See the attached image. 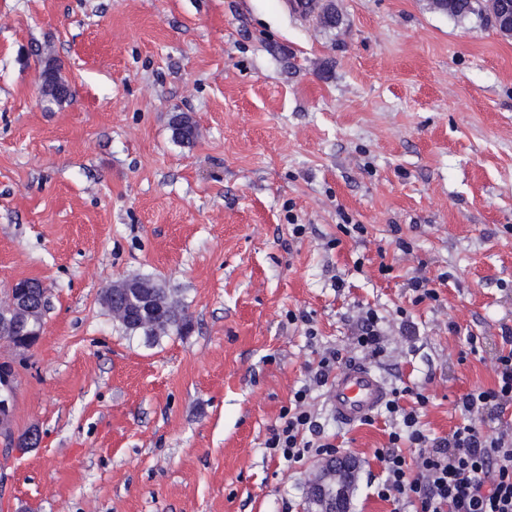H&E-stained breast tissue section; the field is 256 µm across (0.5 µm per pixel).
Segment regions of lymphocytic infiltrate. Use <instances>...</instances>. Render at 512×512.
Returning a JSON list of instances; mask_svg holds the SVG:
<instances>
[{
	"instance_id": "1",
	"label": "lymphocytic infiltrate",
	"mask_w": 512,
	"mask_h": 512,
	"mask_svg": "<svg viewBox=\"0 0 512 512\" xmlns=\"http://www.w3.org/2000/svg\"><path fill=\"white\" fill-rule=\"evenodd\" d=\"M509 350L496 359L494 387L476 389L456 402L463 422L447 438L429 437L419 407L427 396L410 387H395L380 411L390 426L387 446L377 449L386 473L377 495L395 503L396 512H512V433H484L476 417L484 410L512 403V328L503 327ZM343 356L338 350L324 353L312 372V386L325 385ZM312 386L298 389L281 414L280 426L266 441L271 454L288 463L305 456L336 453L333 443L319 440L320 426L310 410ZM412 399L405 407L404 399ZM418 449L407 459L404 447Z\"/></svg>"
}]
</instances>
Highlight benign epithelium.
Here are the masks:
<instances>
[{
  "label": "benign epithelium",
  "instance_id": "benign-epithelium-1",
  "mask_svg": "<svg viewBox=\"0 0 512 512\" xmlns=\"http://www.w3.org/2000/svg\"><path fill=\"white\" fill-rule=\"evenodd\" d=\"M484 11L497 30L512 36V10L505 0H484ZM140 284L126 279L109 287L106 297L112 300V316L118 321L133 320L137 327L150 326L161 319L163 307L147 291H137ZM47 289L36 279H18L11 283L0 299V336L18 351L32 348L44 331L40 308L31 299L44 296ZM14 403V368L0 362V420L9 416ZM6 437L5 447L31 449L39 444L38 434L31 431L21 439L0 430ZM357 465L349 455L319 462L308 482V494L319 506V512H348L350 494Z\"/></svg>",
  "mask_w": 512,
  "mask_h": 512
}]
</instances>
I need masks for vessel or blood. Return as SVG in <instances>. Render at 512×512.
<instances>
[{
	"instance_id": "1",
	"label": "vessel or blood",
	"mask_w": 512,
	"mask_h": 512,
	"mask_svg": "<svg viewBox=\"0 0 512 512\" xmlns=\"http://www.w3.org/2000/svg\"><path fill=\"white\" fill-rule=\"evenodd\" d=\"M389 389L366 366L349 364L339 370L329 388V404L337 419L353 424L373 415L386 402Z\"/></svg>"
}]
</instances>
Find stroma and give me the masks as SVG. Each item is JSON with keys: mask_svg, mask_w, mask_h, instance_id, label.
<instances>
[{"mask_svg": "<svg viewBox=\"0 0 512 512\" xmlns=\"http://www.w3.org/2000/svg\"><path fill=\"white\" fill-rule=\"evenodd\" d=\"M318 8L0 0V293L47 288L40 342L0 341L9 427L42 437L0 449V512H310L318 455L290 465L265 442L329 349L423 390L437 438L462 395L494 386L512 327V38L431 0ZM48 63L66 102L41 99ZM180 112L193 144L173 138ZM420 272L450 273L439 302L413 303ZM141 275L186 333L149 344L113 319L104 289ZM367 307L376 357L348 350ZM310 408L360 463L352 512H394L377 495L384 419L340 423L324 386ZM14 368L9 362H0V437H6L5 448H36L39 444L38 434L29 432L16 441L14 435L1 431V419L8 417L14 403Z\"/></svg>", "mask_w": 512, "mask_h": 512, "instance_id": "stroma-1", "label": "stroma"}]
</instances>
